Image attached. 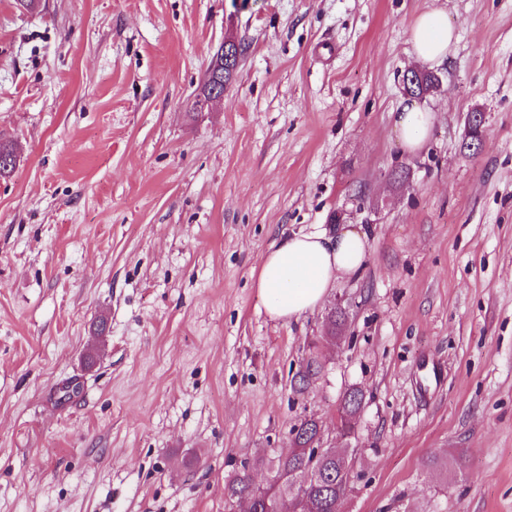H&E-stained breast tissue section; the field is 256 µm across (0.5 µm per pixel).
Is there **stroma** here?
I'll list each match as a JSON object with an SVG mask.
<instances>
[{
  "label": "stroma",
  "mask_w": 512,
  "mask_h": 512,
  "mask_svg": "<svg viewBox=\"0 0 512 512\" xmlns=\"http://www.w3.org/2000/svg\"><path fill=\"white\" fill-rule=\"evenodd\" d=\"M431 7L457 40L409 154L392 114ZM1 138L0 512H224L310 417L356 460L340 512H512V0H0ZM345 224L365 267L271 318L262 254ZM451 448L461 470L429 466Z\"/></svg>",
  "instance_id": "obj_1"
}]
</instances>
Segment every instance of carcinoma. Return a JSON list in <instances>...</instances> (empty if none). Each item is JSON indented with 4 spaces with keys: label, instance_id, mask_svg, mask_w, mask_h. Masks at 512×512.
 I'll use <instances>...</instances> for the list:
<instances>
[{
    "label": "carcinoma",
    "instance_id": "cac0c4a2",
    "mask_svg": "<svg viewBox=\"0 0 512 512\" xmlns=\"http://www.w3.org/2000/svg\"><path fill=\"white\" fill-rule=\"evenodd\" d=\"M441 85V78L434 73H423L415 83L409 84L406 92L418 97L435 92ZM363 394L357 389L348 391L341 402L342 415L353 416L361 408ZM319 424L309 418L301 421L295 428L294 448L285 455L277 456L273 461L276 476H285V480L270 494L260 492L252 480V466L248 462L241 466L224 486V497L228 503H237L243 499L252 501L251 512H290L294 506V481H300L306 497L308 512H332L336 501L345 497L351 489L350 475L354 460L343 448H324L321 456L314 460L305 452V448L318 441Z\"/></svg>",
    "mask_w": 512,
    "mask_h": 512
}]
</instances>
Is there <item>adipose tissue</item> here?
Here are the masks:
<instances>
[{"label":"adipose tissue","instance_id":"1","mask_svg":"<svg viewBox=\"0 0 512 512\" xmlns=\"http://www.w3.org/2000/svg\"><path fill=\"white\" fill-rule=\"evenodd\" d=\"M455 35L447 10L431 8L421 12L410 28L415 60L427 65L443 63ZM434 121V113L417 101H406L393 115L400 146L410 153L421 150ZM368 256V236L354 227L332 236L315 231L281 238L263 254L256 279L268 315L288 320L314 310L334 282L360 271Z\"/></svg>","mask_w":512,"mask_h":512}]
</instances>
